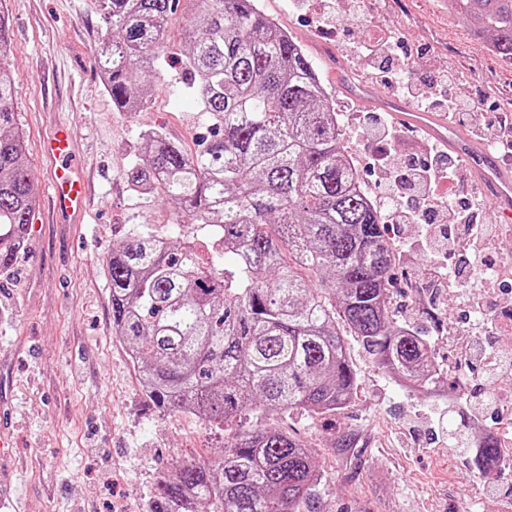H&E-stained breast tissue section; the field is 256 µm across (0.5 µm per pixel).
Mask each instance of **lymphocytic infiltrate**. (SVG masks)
<instances>
[{
  "label": "lymphocytic infiltrate",
  "mask_w": 512,
  "mask_h": 512,
  "mask_svg": "<svg viewBox=\"0 0 512 512\" xmlns=\"http://www.w3.org/2000/svg\"><path fill=\"white\" fill-rule=\"evenodd\" d=\"M457 80L458 72L451 67L420 84L396 80L395 89L418 109L440 108L452 123L478 129L476 100L450 92ZM372 172L389 223L421 227L419 245L428 252L429 260L415 287L449 289L454 298H461L464 282L450 261L459 241L466 244V265L472 275L484 281L486 295L512 283V258L493 254L499 239L512 235V225L479 222L487 199L480 188L466 184L447 150L434 143L429 145L426 158H408L398 164L380 157Z\"/></svg>",
  "instance_id": "lymphocytic-infiltrate-1"
}]
</instances>
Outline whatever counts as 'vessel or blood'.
I'll use <instances>...</instances> for the list:
<instances>
[{
  "instance_id": "vessel-or-blood-1",
  "label": "vessel or blood",
  "mask_w": 512,
  "mask_h": 512,
  "mask_svg": "<svg viewBox=\"0 0 512 512\" xmlns=\"http://www.w3.org/2000/svg\"><path fill=\"white\" fill-rule=\"evenodd\" d=\"M397 121L412 130L422 131L447 146L465 160L476 177L479 188L498 213L512 219V168L487 148L471 138L461 136L431 112H415L401 104H393ZM44 155L55 162L52 181L54 209L71 221H79L86 212L87 192L83 182L70 176L72 156L70 136L58 130L43 142Z\"/></svg>"
}]
</instances>
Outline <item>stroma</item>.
<instances>
[{
	"label": "stroma",
	"mask_w": 512,
	"mask_h": 512,
	"mask_svg": "<svg viewBox=\"0 0 512 512\" xmlns=\"http://www.w3.org/2000/svg\"><path fill=\"white\" fill-rule=\"evenodd\" d=\"M448 0H364L352 13L337 0L341 28L352 40L375 26L402 30L415 53L409 76L420 81L452 67L454 92L482 96V118L512 113V66L486 51L474 22L451 14ZM268 17L306 49L347 118L342 142L363 183H371L370 143L359 123L393 101L381 80L361 79L371 62L345 54L317 28L302 0H257ZM9 17L4 62L15 76L14 106L28 166L39 195L35 230L14 268L0 273V414L13 446L0 452L24 512H149L160 475L213 456L239 427L275 428L309 448L321 471V512H512V471L494 483L479 479L470 455L448 445L456 390L435 394L395 381L349 342L358 389L344 408L320 415L250 414L206 426L192 414L157 407L144 393L121 342L112 334V300L104 258L137 225L179 242L207 245L209 228L177 221L175 207L131 190L126 173L144 132L164 131L189 150L210 126L183 82L187 47L181 20L169 28L171 51L158 66L147 105L121 112L104 91L94 64L107 33L99 0H0ZM368 93L352 97L350 89ZM73 141V167L91 188L82 223L62 224L49 196L52 165L41 145L57 128ZM427 256L397 261L390 285L398 325L431 343L440 365L456 361L473 338L468 311L448 301L437 311L412 306Z\"/></svg>",
	"instance_id": "1"
}]
</instances>
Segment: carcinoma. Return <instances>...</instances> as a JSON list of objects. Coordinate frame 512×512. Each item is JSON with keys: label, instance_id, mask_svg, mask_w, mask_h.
I'll list each match as a JSON object with an SVG mask.
<instances>
[{"label": "carcinoma", "instance_id": "carcinoma-1", "mask_svg": "<svg viewBox=\"0 0 512 512\" xmlns=\"http://www.w3.org/2000/svg\"><path fill=\"white\" fill-rule=\"evenodd\" d=\"M110 31L96 56L115 108L147 104L167 26L188 30L187 89L222 135L198 151L158 131L127 171L134 190L176 205L224 238L209 265L194 248L134 230L105 257L112 333L146 395L210 424L245 413L336 411L357 374L340 328L373 363L428 392L444 383L426 338L397 325L388 225L361 195L340 143L332 96L302 45L255 0H100ZM478 37L512 62V0H452ZM38 198L0 62V272L25 245ZM479 474L502 470L493 438L468 448ZM320 470L294 437L244 431L222 454L163 474L151 512H318Z\"/></svg>", "mask_w": 512, "mask_h": 512}]
</instances>
